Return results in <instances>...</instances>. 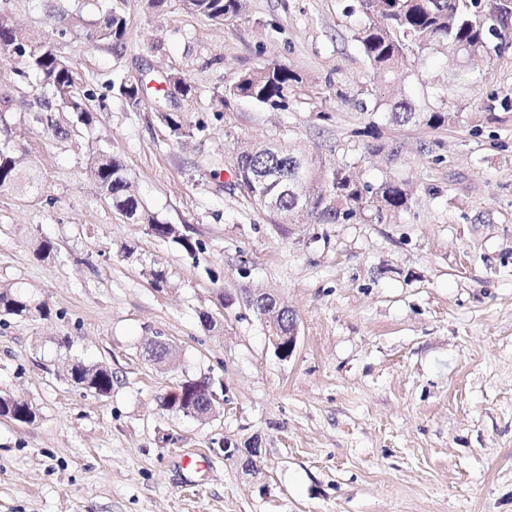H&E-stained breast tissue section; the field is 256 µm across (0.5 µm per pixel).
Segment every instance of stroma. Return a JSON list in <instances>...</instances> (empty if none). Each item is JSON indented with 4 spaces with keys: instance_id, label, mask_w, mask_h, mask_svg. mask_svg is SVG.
<instances>
[{
    "instance_id": "1",
    "label": "stroma",
    "mask_w": 512,
    "mask_h": 512,
    "mask_svg": "<svg viewBox=\"0 0 512 512\" xmlns=\"http://www.w3.org/2000/svg\"><path fill=\"white\" fill-rule=\"evenodd\" d=\"M355 5L246 0L229 24L181 0H0L46 37L75 15L126 20L117 43L57 41L93 115L84 125L56 110L62 136L32 121L40 77L0 57L13 139L44 185L0 192V285L50 309L0 322V394L37 414L0 418V512H512V24L471 64L472 82L440 48L393 78L392 96L455 115L396 125L358 107L379 80L353 37ZM270 63L303 78L285 108L219 105ZM172 76L188 95L163 92ZM109 79L141 83V106L106 91ZM245 144L292 145L316 168L343 165L373 187L393 178L412 198L347 224L278 226L236 186ZM106 148L148 213L200 242L196 255L113 209L88 173ZM44 239L54 252L40 260ZM260 290L297 320L289 359L247 303ZM157 336L175 361L147 360ZM76 358L111 369V394L56 373ZM203 377L220 397L210 419L167 407ZM225 438L258 444V478L215 453Z\"/></svg>"
}]
</instances>
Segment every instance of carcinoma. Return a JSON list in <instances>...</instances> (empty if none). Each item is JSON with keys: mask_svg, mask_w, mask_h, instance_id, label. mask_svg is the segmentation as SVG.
Instances as JSON below:
<instances>
[{"mask_svg": "<svg viewBox=\"0 0 512 512\" xmlns=\"http://www.w3.org/2000/svg\"><path fill=\"white\" fill-rule=\"evenodd\" d=\"M363 15V22L354 29L358 43L371 70L387 79L412 65L422 53L434 48H445L463 60L487 52L485 24L487 18L476 15L470 2L463 0H356ZM186 10L216 22H231L241 15L243 0H182ZM493 23L508 26L512 18V0H493L490 5ZM75 32L89 41H121L126 33L124 18L117 12L105 14L95 23H85L73 18L68 26L57 32L62 39ZM0 52L21 65L18 75L27 76L32 71L42 77L43 83L53 92L54 101L62 102L77 119L90 122L89 111L83 100L73 94L72 69L58 54L52 39L39 38L15 27L9 17L0 13ZM302 83L301 76L290 67L272 63L244 72L227 90L225 95L243 98L255 103L280 109L286 106L288 94ZM119 93L127 104L137 109L142 103L141 86L120 82ZM363 111H386L400 123L425 124L441 127L452 122L454 113L421 110L408 98H394L385 90H373L370 98L360 102ZM8 101H0V192L25 191L39 193L42 184L32 168L25 165L23 153L12 142L3 109ZM53 101L45 102L33 121L55 132H61L54 119ZM306 173L299 190L308 196L306 214L317 224H343L354 219L361 211L375 208L378 211L395 210L407 206L409 192L395 179L383 181L372 196L363 193L360 183L343 166H336L325 176L324 185L313 187L314 173L311 163L291 148L262 149L258 145L243 146L237 151L234 174L240 191L251 201V183L254 178L267 174L282 181L292 182ZM90 174L101 192L119 213H132L136 223L147 226V233L160 239H169L192 256L200 243L180 233L171 224H161L147 214L139 199L129 190L126 165L104 152L90 162ZM275 196V209L268 213L274 224H289L297 214L296 198L292 193L281 194L276 185L268 186ZM45 315V304L35 299L20 285H0V318H25L34 314ZM68 380L85 394L106 397L112 392V370L100 364L85 363L74 359L68 364ZM210 379H187L181 383L168 407L182 413L210 411L208 386ZM0 417L30 424L36 412L27 400L0 396Z\"/></svg>", "mask_w": 512, "mask_h": 512, "instance_id": "carcinoma-1", "label": "carcinoma"}]
</instances>
